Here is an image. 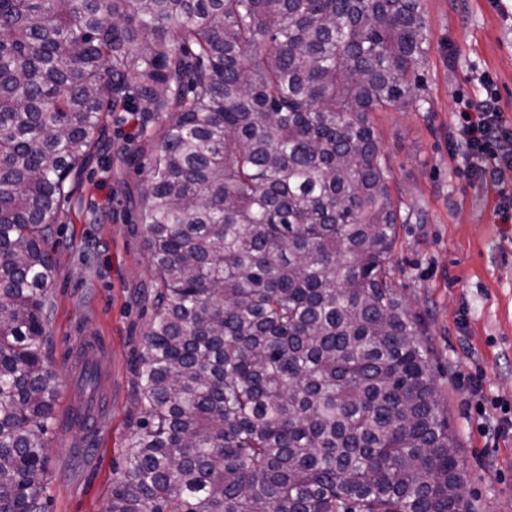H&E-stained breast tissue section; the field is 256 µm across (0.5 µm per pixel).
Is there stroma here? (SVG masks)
<instances>
[{
  "label": "stroma",
  "mask_w": 512,
  "mask_h": 512,
  "mask_svg": "<svg viewBox=\"0 0 512 512\" xmlns=\"http://www.w3.org/2000/svg\"><path fill=\"white\" fill-rule=\"evenodd\" d=\"M428 45L417 102L377 112L389 185L408 220L398 227L395 277L423 318L433 370L460 445L469 512H512V222L496 211L512 183L464 174L457 145L460 96L478 97L489 73L512 122V0H424ZM106 149L85 165L49 243L54 275L46 357L67 389L62 351L77 336L112 343V394L95 430L46 436V512H103L124 470V446L139 418L134 370L152 316V272L132 193L144 170L116 163L141 139V115L117 107L104 122Z\"/></svg>",
  "instance_id": "1"
}]
</instances>
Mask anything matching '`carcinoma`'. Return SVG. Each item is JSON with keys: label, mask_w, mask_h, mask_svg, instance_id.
Here are the masks:
<instances>
[{"label": "carcinoma", "mask_w": 512, "mask_h": 512, "mask_svg": "<svg viewBox=\"0 0 512 512\" xmlns=\"http://www.w3.org/2000/svg\"><path fill=\"white\" fill-rule=\"evenodd\" d=\"M424 30L423 0H0V512L45 509L47 243L131 97L153 315L105 512H466L371 120Z\"/></svg>", "instance_id": "carcinoma-1"}]
</instances>
